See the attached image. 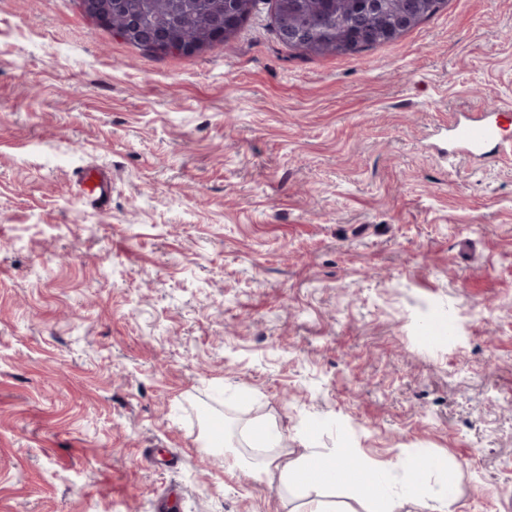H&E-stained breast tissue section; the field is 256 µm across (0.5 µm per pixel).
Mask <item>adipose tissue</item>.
I'll list each match as a JSON object with an SVG mask.
<instances>
[{
	"label": "adipose tissue",
	"mask_w": 512,
	"mask_h": 512,
	"mask_svg": "<svg viewBox=\"0 0 512 512\" xmlns=\"http://www.w3.org/2000/svg\"><path fill=\"white\" fill-rule=\"evenodd\" d=\"M241 437L248 446L244 453L236 449L228 439L220 441L227 469L246 475H267L277 480L280 489L289 494L298 490L305 491L307 498L302 512H328L318 491L335 485L343 470L339 459L282 451L281 435L265 424H249L242 429ZM430 467V461L421 457L399 460L392 466L387 464L371 471L361 470L353 476L352 482L363 501L376 503L377 512H412L416 507L421 512H454L457 497L451 483L445 482L429 488L417 499L409 494L394 495L383 488L392 469H401L415 478Z\"/></svg>",
	"instance_id": "1"
}]
</instances>
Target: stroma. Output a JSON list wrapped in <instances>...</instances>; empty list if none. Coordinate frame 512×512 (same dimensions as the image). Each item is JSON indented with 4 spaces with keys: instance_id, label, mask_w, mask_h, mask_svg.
<instances>
[{
    "instance_id": "35a3bbf8",
    "label": "stroma",
    "mask_w": 512,
    "mask_h": 512,
    "mask_svg": "<svg viewBox=\"0 0 512 512\" xmlns=\"http://www.w3.org/2000/svg\"><path fill=\"white\" fill-rule=\"evenodd\" d=\"M501 106L512 0L352 56L268 6L155 56L76 0H0V512H291L203 447L230 412L512 512V145L434 135ZM84 181L89 182V190L84 193L86 203L100 210L107 209L112 196L110 173L95 168L88 173Z\"/></svg>"
}]
</instances>
